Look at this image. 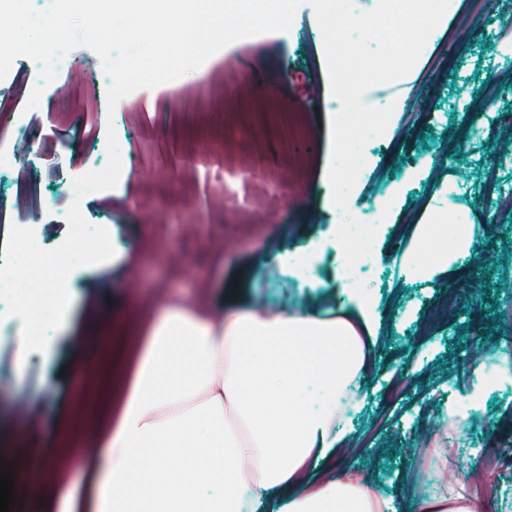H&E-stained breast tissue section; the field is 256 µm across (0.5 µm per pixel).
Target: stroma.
<instances>
[{"label": "stroma", "mask_w": 512, "mask_h": 512, "mask_svg": "<svg viewBox=\"0 0 512 512\" xmlns=\"http://www.w3.org/2000/svg\"><path fill=\"white\" fill-rule=\"evenodd\" d=\"M70 55L36 109L25 108L34 60L16 58L0 80V149L14 155L0 170V251L11 224L31 225L45 250L65 241L73 180L106 165L112 130L134 176L79 201L125 257L70 273L65 324L25 374L16 371L21 321L0 318V464L18 478L47 455L65 465V432L88 443L97 404L82 399L83 377L134 304L203 297L220 317L229 302L333 310L358 292L378 311L379 357L345 417L368 442L347 456V470L370 479L392 512H407L408 496H432L444 469L476 465L491 479L487 512H512V464L485 457L512 451V344L495 335L512 322V211L499 204L512 190L503 125L512 115V0L478 8L449 0L385 134L367 144L349 205L378 230L368 261L350 271L336 253L326 178L340 104L308 0L287 32L232 44L181 77L176 98L143 88L109 107L98 56L85 46ZM464 112L476 120L461 125ZM314 137L323 145L312 152ZM277 183L287 191L274 199ZM452 219L470 225L472 250L435 267L432 279L414 276L404 250L419 244L421 227L436 235ZM305 249L306 273L285 265ZM474 340L478 370L469 363ZM46 378L50 409L22 419L25 393ZM475 389L478 405L467 400Z\"/></svg>", "instance_id": "35a3bbf8"}]
</instances>
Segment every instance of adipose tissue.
Masks as SVG:
<instances>
[{"label": "adipose tissue", "instance_id": "obj_1", "mask_svg": "<svg viewBox=\"0 0 512 512\" xmlns=\"http://www.w3.org/2000/svg\"><path fill=\"white\" fill-rule=\"evenodd\" d=\"M372 309L259 306L216 318L165 302L136 361L101 359L93 390L119 415L95 420L92 458L56 512H386L338 468V421L376 351Z\"/></svg>", "mask_w": 512, "mask_h": 512}]
</instances>
